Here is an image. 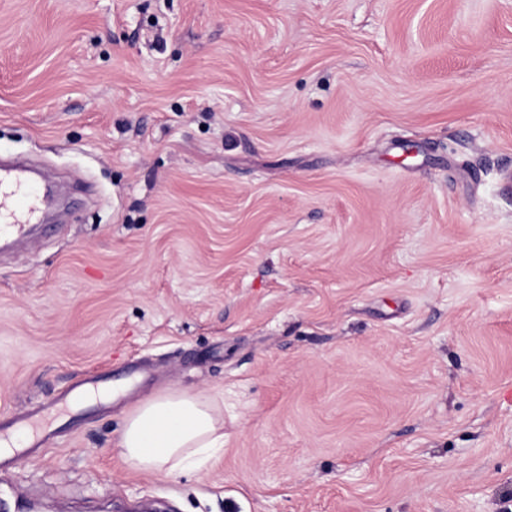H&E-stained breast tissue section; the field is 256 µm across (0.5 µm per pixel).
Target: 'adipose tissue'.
<instances>
[{
  "label": "adipose tissue",
  "mask_w": 512,
  "mask_h": 512,
  "mask_svg": "<svg viewBox=\"0 0 512 512\" xmlns=\"http://www.w3.org/2000/svg\"><path fill=\"white\" fill-rule=\"evenodd\" d=\"M118 446L134 471L175 477L223 448L224 425L211 399L167 391L128 413Z\"/></svg>",
  "instance_id": "1"
}]
</instances>
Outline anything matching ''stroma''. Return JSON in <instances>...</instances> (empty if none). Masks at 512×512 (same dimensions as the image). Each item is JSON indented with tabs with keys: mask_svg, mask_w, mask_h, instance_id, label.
<instances>
[{
	"mask_svg": "<svg viewBox=\"0 0 512 512\" xmlns=\"http://www.w3.org/2000/svg\"><path fill=\"white\" fill-rule=\"evenodd\" d=\"M0 153L70 188L0 257L15 499L512 512V0H0ZM168 390L224 449L133 472ZM118 447L134 471L175 477L224 447V423L211 399L166 391L128 413Z\"/></svg>",
	"mask_w": 512,
	"mask_h": 512,
	"instance_id": "stroma-1",
	"label": "stroma"
}]
</instances>
